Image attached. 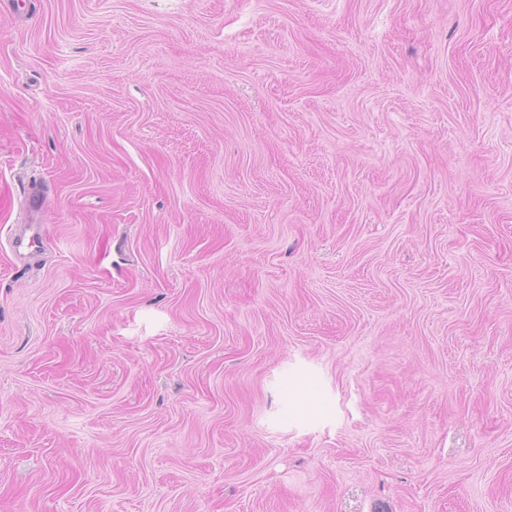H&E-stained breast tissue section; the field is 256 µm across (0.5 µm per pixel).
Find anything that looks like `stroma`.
I'll return each instance as SVG.
<instances>
[{
	"label": "stroma",
	"instance_id": "stroma-1",
	"mask_svg": "<svg viewBox=\"0 0 512 512\" xmlns=\"http://www.w3.org/2000/svg\"><path fill=\"white\" fill-rule=\"evenodd\" d=\"M19 2L0 512H512V0Z\"/></svg>",
	"mask_w": 512,
	"mask_h": 512
}]
</instances>
